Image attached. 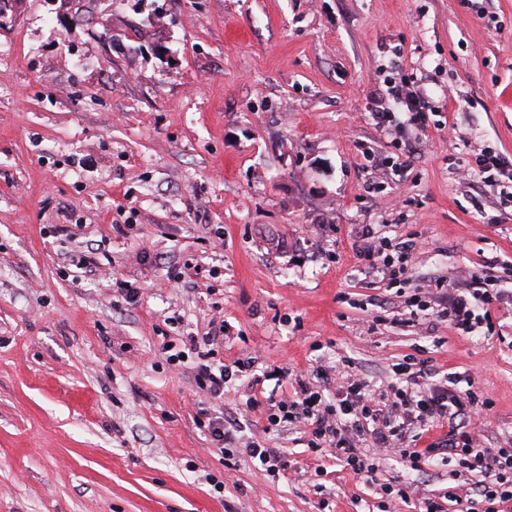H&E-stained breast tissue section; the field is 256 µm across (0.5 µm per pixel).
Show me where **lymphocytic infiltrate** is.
<instances>
[{
  "label": "lymphocytic infiltrate",
  "mask_w": 512,
  "mask_h": 512,
  "mask_svg": "<svg viewBox=\"0 0 512 512\" xmlns=\"http://www.w3.org/2000/svg\"><path fill=\"white\" fill-rule=\"evenodd\" d=\"M370 112L383 130L393 126L400 114L409 115L419 130L429 126V107L422 93L399 71L384 76L382 89L370 97ZM361 238L358 256L368 270L395 283H410L414 242L395 245L374 236L368 228ZM510 300L512 292L501 288L498 276L485 270L471 274L467 290L445 287L438 280L414 288L404 302L415 312L433 311L439 322L470 336L493 331L495 309ZM223 340L224 327L218 324L205 335L185 341L200 360L196 380L211 399L223 398L225 385L233 380L247 381L252 389L268 381L278 389L293 383V393L266 404L252 393L245 402L247 409L266 408L272 426H302L309 450H329L356 477L372 478L381 461L396 455L414 471L434 460L452 458L459 475L472 479L476 493L475 503L466 504L459 484L453 482L440 501L426 496L412 482L380 485V493L390 500L415 502L420 512H445L448 501L463 503L465 512H502L504 505L512 503V440L497 448L482 446L475 425L490 402L474 391L473 375L451 373L443 382L424 386L420 383L422 369L405 361L393 364L390 382L379 391L351 374L332 380L321 367L292 382L287 368L259 371L250 356L228 364L217 359L214 347ZM436 422L447 424V433L427 447H418V439ZM197 425L223 455L225 466L246 456L262 478L280 476L284 465L279 451L266 447L260 439L241 440L223 414L206 415Z\"/></svg>",
  "instance_id": "lymphocytic-infiltrate-1"
}]
</instances>
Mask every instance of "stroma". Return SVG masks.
Listing matches in <instances>:
<instances>
[{
    "mask_svg": "<svg viewBox=\"0 0 512 512\" xmlns=\"http://www.w3.org/2000/svg\"><path fill=\"white\" fill-rule=\"evenodd\" d=\"M414 77L431 129H379L378 67ZM512 159V0H12L0 24V512H382L292 427L218 403L286 456L234 470L195 423L196 358L164 344L225 321V361L325 366L378 386L423 360L469 373L512 438V304L495 331L407 321L356 255L363 227L416 239L412 283L512 261V206L457 168ZM405 162L403 175L377 167ZM99 244L98 271L65 265ZM181 282L171 287L170 267ZM141 290L137 304L120 282ZM449 468L415 478L437 498ZM223 483L214 490L213 480Z\"/></svg>",
    "mask_w": 512,
    "mask_h": 512,
    "instance_id": "1",
    "label": "stroma"
}]
</instances>
